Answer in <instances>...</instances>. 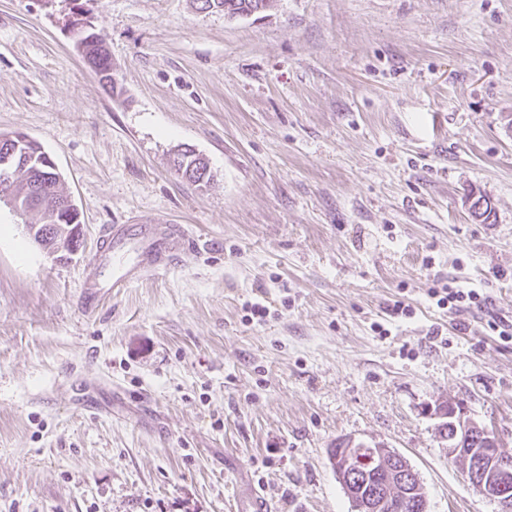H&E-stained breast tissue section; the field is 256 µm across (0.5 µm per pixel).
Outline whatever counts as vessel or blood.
Returning <instances> with one entry per match:
<instances>
[{"label": "vessel or blood", "mask_w": 512, "mask_h": 512, "mask_svg": "<svg viewBox=\"0 0 512 512\" xmlns=\"http://www.w3.org/2000/svg\"><path fill=\"white\" fill-rule=\"evenodd\" d=\"M132 236L138 239L140 259L116 269L112 277L113 287H122L136 278L144 265L161 266L175 261L187 241L185 230L178 225L143 226L133 232L127 225L116 224L112 227L113 252H121L129 237Z\"/></svg>", "instance_id": "obj_1"}]
</instances>
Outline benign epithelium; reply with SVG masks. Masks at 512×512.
<instances>
[{"instance_id": "benign-epithelium-1", "label": "benign epithelium", "mask_w": 512, "mask_h": 512, "mask_svg": "<svg viewBox=\"0 0 512 512\" xmlns=\"http://www.w3.org/2000/svg\"><path fill=\"white\" fill-rule=\"evenodd\" d=\"M0 200L8 202L17 213L37 211L45 208L46 199L37 189L30 192L28 198L21 202L6 190L0 193ZM76 205L72 199L60 205V210L66 211L65 219L69 220L67 224L57 225L58 243L53 252L59 254H72L78 250V242L81 236V225L77 224L79 215L74 212ZM430 413L441 421L452 422L454 437H465L480 432L487 434V431L475 423H466L457 416L455 407L447 402L441 401L430 408ZM356 441L347 439L342 446L336 449V471L340 475V480L345 484L347 492H352L353 472L348 465L354 458ZM499 448H460L455 446L448 447V455L455 457L461 455L464 462L472 466L473 480L477 490L489 495L490 498L497 501L501 506V512H512V471L497 463ZM377 454L384 458L390 457V482L377 488L371 494L363 496L362 504L359 506L360 512H385L390 505V500L398 494L410 493L409 487L418 479V476L408 461L398 453H386L382 450Z\"/></svg>"}]
</instances>
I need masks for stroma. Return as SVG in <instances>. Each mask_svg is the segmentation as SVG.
I'll return each instance as SVG.
<instances>
[{
  "label": "stroma",
  "mask_w": 512,
  "mask_h": 512,
  "mask_svg": "<svg viewBox=\"0 0 512 512\" xmlns=\"http://www.w3.org/2000/svg\"><path fill=\"white\" fill-rule=\"evenodd\" d=\"M16 131L82 230L59 261L0 203V512H245L255 490L273 512H353L340 437L404 456L429 512H500L427 408L453 402L512 454V0H274L234 20L0 0ZM186 147L210 183L174 173ZM116 224H179L191 245L116 288ZM451 281L483 307L439 309Z\"/></svg>",
  "instance_id": "1"
}]
</instances>
